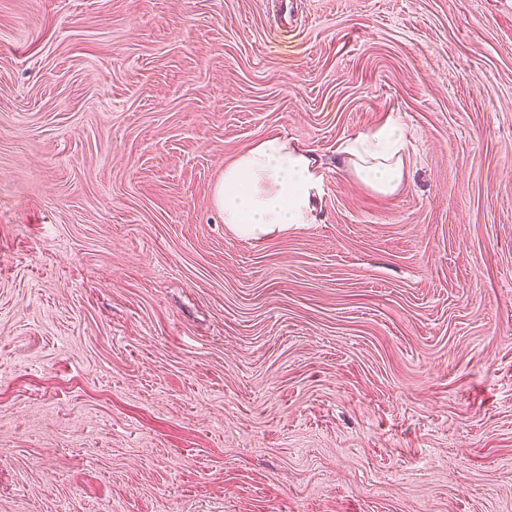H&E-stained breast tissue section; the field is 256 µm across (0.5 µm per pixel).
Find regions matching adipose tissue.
Wrapping results in <instances>:
<instances>
[{"instance_id": "obj_1", "label": "adipose tissue", "mask_w": 512, "mask_h": 512, "mask_svg": "<svg viewBox=\"0 0 512 512\" xmlns=\"http://www.w3.org/2000/svg\"><path fill=\"white\" fill-rule=\"evenodd\" d=\"M408 147L405 127L391 119L345 140L340 152L360 181L373 191L391 194L402 183ZM320 183L308 150L270 134L225 166L213 202L236 236L259 239L314 223Z\"/></svg>"}]
</instances>
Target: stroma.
Masks as SVG:
<instances>
[{"label":"stroma","instance_id":"35a3bbf8","mask_svg":"<svg viewBox=\"0 0 512 512\" xmlns=\"http://www.w3.org/2000/svg\"><path fill=\"white\" fill-rule=\"evenodd\" d=\"M0 512H512V0H0ZM340 146V153L355 176L373 191L392 194L398 190L403 179V158L409 147L406 128L400 122L389 119ZM308 150L270 134L224 167L213 202L239 237L259 239L315 221L321 174Z\"/></svg>","mask_w":512,"mask_h":512}]
</instances>
